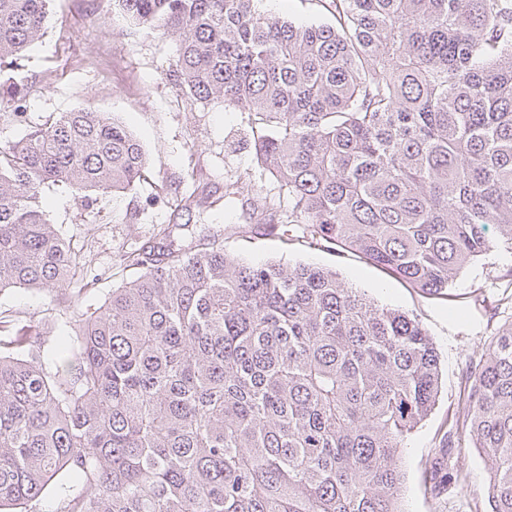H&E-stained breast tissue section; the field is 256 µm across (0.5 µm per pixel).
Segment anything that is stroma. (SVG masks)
Segmentation results:
<instances>
[{
	"instance_id": "stroma-1",
	"label": "stroma",
	"mask_w": 512,
	"mask_h": 512,
	"mask_svg": "<svg viewBox=\"0 0 512 512\" xmlns=\"http://www.w3.org/2000/svg\"><path fill=\"white\" fill-rule=\"evenodd\" d=\"M176 42L131 26L113 0H54L45 33L23 55L0 64V141L21 138L49 117L89 106L110 113L142 145L148 171L135 191L99 195L92 206L58 188L47 194L53 224L84 246L87 264L80 300L48 312L40 292L15 291L1 301L22 322L53 327L88 306H100L133 271L123 258L169 223L224 229V250L253 263L284 261L336 271L346 287L399 310L429 332L440 359L441 391L426 418L408 434L401 455L405 512H491L490 469L478 453L462 456L469 485L436 499L426 493L424 469L439 440L462 421L469 374L492 336L512 323L503 301L512 256L493 250L467 265L442 296H431L359 254L312 244L300 229L250 232L240 206L176 213L177 194L207 183L213 198L255 165L245 146L248 115L223 103L188 104L166 78Z\"/></svg>"
}]
</instances>
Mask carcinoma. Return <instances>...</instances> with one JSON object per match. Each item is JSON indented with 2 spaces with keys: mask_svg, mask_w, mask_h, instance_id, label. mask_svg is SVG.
<instances>
[{
  "mask_svg": "<svg viewBox=\"0 0 512 512\" xmlns=\"http://www.w3.org/2000/svg\"><path fill=\"white\" fill-rule=\"evenodd\" d=\"M51 2L0 0V63L38 41ZM115 2L175 39L167 78L188 101L253 116L257 169L224 184L252 230L302 224L430 295L493 248L512 255V0H329L335 26L259 0ZM146 168L127 127L91 107L0 145V293L78 301L85 258L43 193L131 192ZM210 198L199 184L177 206ZM155 237L64 344L0 319V512H42L51 486L52 512H404L403 442L441 384L423 325L329 269L246 262L170 226ZM463 410L428 490L463 487L474 448L491 512H512V323Z\"/></svg>",
  "mask_w": 512,
  "mask_h": 512,
  "instance_id": "obj_1",
  "label": "carcinoma"
}]
</instances>
